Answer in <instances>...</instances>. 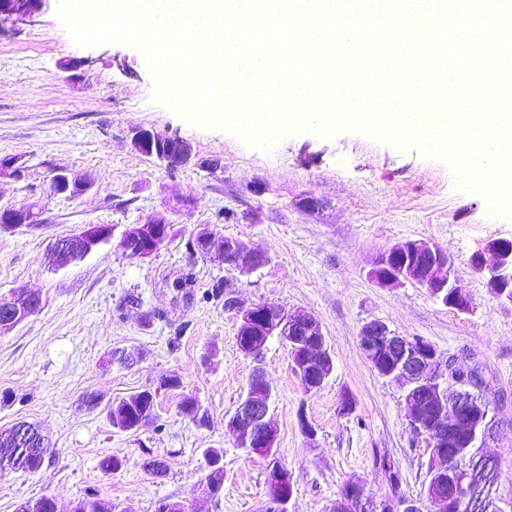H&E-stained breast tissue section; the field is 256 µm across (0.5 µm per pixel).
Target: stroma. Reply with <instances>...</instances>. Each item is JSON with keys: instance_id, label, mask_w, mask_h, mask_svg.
<instances>
[{"instance_id": "obj_1", "label": "stroma", "mask_w": 512, "mask_h": 512, "mask_svg": "<svg viewBox=\"0 0 512 512\" xmlns=\"http://www.w3.org/2000/svg\"><path fill=\"white\" fill-rule=\"evenodd\" d=\"M60 7L53 0L35 25L0 33V158L22 163L20 176L0 178V209L40 206L39 223L0 227V298L24 289L43 300L0 332V436L27 421L50 442L37 472H0V512L44 495L71 512L92 493L136 512H155L163 499L194 502L200 512H262L273 457L292 475L290 512H328L352 477L374 498H390L375 464L382 456L398 471L401 493L424 498L426 442L407 424L403 391L359 347L371 321L480 365L506 423L486 451L501 462L500 494L512 497V303L470 266L488 242L512 240V214H492L486 195L445 160L360 130L298 132L267 150L237 131L194 125L156 99L142 52L76 44ZM114 56L129 70L111 65ZM141 126L186 141L192 161L165 167L136 152L131 138ZM201 159L217 160L218 170L199 168ZM60 169L90 174L89 189L55 194ZM307 195L324 201L320 214L298 208ZM177 197L190 206L175 214L169 206ZM152 216L169 218L174 229L149 258H131L114 242L58 271L46 264L50 243L86 225L120 232ZM202 225L216 241L235 237L264 252L268 263L245 274L190 251L186 242ZM406 240H430L448 254L467 312L418 286L383 288L371 279L374 261ZM218 281L241 304L314 316L333 355L332 375L309 392L287 346L267 342L263 367L276 392L277 427L269 458L238 448L225 427L254 364L237 346L235 313L205 296ZM121 348L139 349L141 360L107 365ZM169 376L179 387L159 390ZM145 390L158 394L152 422L134 432L113 428V403ZM188 396L206 410V425L182 413ZM206 448L224 451V490L215 498L204 480ZM108 455L122 458L121 469L100 468ZM152 459L162 474L145 469Z\"/></svg>"}]
</instances>
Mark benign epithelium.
Instances as JSON below:
<instances>
[{"instance_id": "obj_1", "label": "benign epithelium", "mask_w": 512, "mask_h": 512, "mask_svg": "<svg viewBox=\"0 0 512 512\" xmlns=\"http://www.w3.org/2000/svg\"><path fill=\"white\" fill-rule=\"evenodd\" d=\"M50 0H0V30L13 28L32 21L43 13ZM132 145L136 151L165 166L188 162L192 151L187 142L177 137L161 136L151 129L140 127L135 130ZM89 186L86 178L58 173L53 180V190L57 194L72 195L77 190ZM32 210L23 207L15 212L11 209L0 211V223L11 226L31 222ZM171 230L170 222L164 218H151L142 224H132L124 229L120 242L122 246L138 245L137 255L151 256L167 241ZM112 238V227L104 224H89L80 233L57 239L49 252L67 251L71 261L80 260L95 251L106 239ZM422 250L430 256L425 270L404 265L397 269L390 265V259L406 249ZM492 254V261L485 260V254ZM247 254L252 261L263 265L269 261L266 254L256 251L233 237L224 238L220 258L223 262L238 266L237 257ZM470 265L477 271L488 270L490 276L487 287L500 290V298L512 302V242L506 239L489 243L484 250L471 256ZM374 280L386 287L401 286L405 283L422 284L432 297L446 306L467 308L470 301L456 285L454 266L441 247L433 242L408 240L405 244L381 255L371 271ZM30 293H13L0 302L7 309L6 316L0 318V331L10 329L25 321L34 312L33 305L27 302ZM225 306L236 312L238 333H246L256 322H263L270 334L281 337L294 347L302 349V362L295 364L296 374L308 391L322 387L326 380L323 375L327 363L326 340L321 326L310 315L304 313L287 314L273 304H254L245 307L232 298L225 299ZM359 346L366 359L375 363L378 348L386 347L394 362L382 377L410 391L426 384L436 386V410L439 423L453 424L459 415L465 414L478 419L484 407L479 402L478 393L489 391L477 363L463 366L458 359L441 355L434 345L421 340L413 341L391 332L380 321L366 323L359 334ZM274 394L266 380L265 372L258 367L252 373L246 391L239 400L232 419L227 427L232 430L240 447L255 451L257 448L272 449L276 438V427L272 418ZM409 409V426L420 436H434L436 429L426 421L421 406L409 396L406 398ZM337 512H393L387 501L368 500L363 494L349 490L348 494L334 502Z\"/></svg>"}]
</instances>
